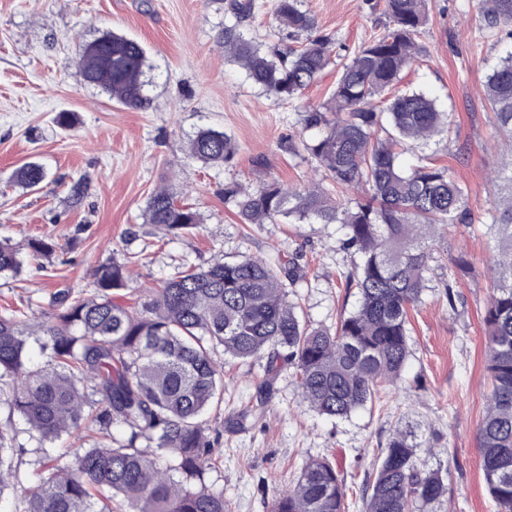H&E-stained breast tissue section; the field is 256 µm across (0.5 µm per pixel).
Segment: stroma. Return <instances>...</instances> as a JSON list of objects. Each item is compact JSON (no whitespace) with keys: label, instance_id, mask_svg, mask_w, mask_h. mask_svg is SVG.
<instances>
[{"label":"stroma","instance_id":"obj_1","mask_svg":"<svg viewBox=\"0 0 512 512\" xmlns=\"http://www.w3.org/2000/svg\"><path fill=\"white\" fill-rule=\"evenodd\" d=\"M229 0H0V238L20 250L21 272L0 277V314L51 311L61 291L94 292L93 271L117 260L134 271V290L227 256L271 262L298 257L294 287L307 322L332 326L353 310L345 288L352 266L336 225L241 224L224 186H257L275 177L302 189L316 163L301 145L300 105L326 101L337 65L299 99L288 102L254 86L227 59L219 40ZM384 0H302L320 33L336 42L340 62L383 33ZM417 43L421 62L400 85L428 94L450 117L447 140L407 142L400 161L423 155L448 167L465 187L471 224L451 226L434 244L435 260L421 304L409 316L411 356L398 386L345 420L318 415L299 402L291 370L262 395L256 360L223 362L224 402L204 420L221 456L204 473L224 493L225 512H269L305 461L329 456L346 484L349 512H363V479L395 431L413 428L420 468L444 469L448 492L434 512H497L480 469L477 430L490 381L483 318L493 293L488 268L496 242L480 218L497 191L495 171L512 165V134L500 130L484 97L486 76L502 47L483 28L477 0H428ZM108 32L140 41L152 67L149 102L131 109L86 83L77 61L84 45ZM71 116L61 126L59 113ZM203 128L231 134L237 155L210 167L189 143ZM35 162L46 173L33 189L13 180ZM81 193H74V185ZM168 187L192 204L202 222L178 233L146 223L150 194ZM54 248L33 255L29 244ZM465 257L467 273L454 260ZM0 426L18 430V490L38 467L18 415L0 404Z\"/></svg>","mask_w":512,"mask_h":512}]
</instances>
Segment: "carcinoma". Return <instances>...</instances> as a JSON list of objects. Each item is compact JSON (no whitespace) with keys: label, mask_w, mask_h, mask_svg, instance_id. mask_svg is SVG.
<instances>
[{"label":"carcinoma","mask_w":512,"mask_h":512,"mask_svg":"<svg viewBox=\"0 0 512 512\" xmlns=\"http://www.w3.org/2000/svg\"><path fill=\"white\" fill-rule=\"evenodd\" d=\"M489 37L505 50L486 76L484 96L496 125L512 134V0H478ZM254 0H230L224 54L259 88L295 99L328 66L333 39L313 35L314 16L301 0H277L278 26L291 41L268 52L245 37ZM390 26L361 47L338 74L329 100L308 104L302 141L321 178L367 191L365 199L335 197L318 188L293 190L275 178L253 190L224 185L243 224L288 219L295 224H336L340 250L353 257L345 276L357 302L336 329L313 328L288 301L300 279L291 258L216 259L180 272L145 296L128 293L131 272L116 260L93 272L92 296L60 293L55 312L30 322L0 315V403L22 419L37 443L34 485L13 512H225L224 491L200 482L219 449L201 417L224 397L223 375L213 354L246 361L264 358L267 386L284 366L293 369L302 403L320 415L346 419L372 402L383 386L401 378L411 356L408 311L428 288L431 242L451 224L472 223L465 188L447 168L418 158L406 168L397 148L426 146L449 131L448 113L421 91L396 95L384 110L373 104L419 59L416 37L427 21L428 0H385ZM78 67L85 82L126 107L146 104L149 85L144 48L106 33L84 46ZM386 133L377 138L378 131ZM193 157L209 166L233 161L230 135L200 130ZM45 177L28 163L16 182L28 189ZM485 212L483 224L497 240L491 265L493 295L484 318L486 368L491 388L477 431L481 469L498 512H512V169ZM145 219L169 232L201 223L199 212L177 204L168 189L149 197ZM19 252L0 242V276L16 275ZM46 355L30 364V343ZM129 429L127 443L112 427ZM85 428L100 439L84 448H60ZM153 442L160 454L138 448ZM412 433L398 431L379 450L362 493L364 512H429L447 492L438 471L418 468ZM16 448L0 429V496L16 479ZM344 479L326 456L309 458L294 485L279 494L271 512H347Z\"/></svg>","instance_id":"obj_1"}]
</instances>
